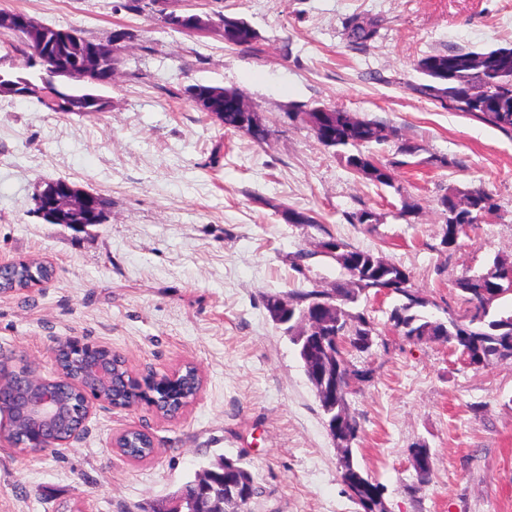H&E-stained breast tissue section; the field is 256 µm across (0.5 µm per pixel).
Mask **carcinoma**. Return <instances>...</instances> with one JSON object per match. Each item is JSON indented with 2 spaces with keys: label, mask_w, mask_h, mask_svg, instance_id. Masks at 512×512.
Returning a JSON list of instances; mask_svg holds the SVG:
<instances>
[{
  "label": "carcinoma",
  "mask_w": 512,
  "mask_h": 512,
  "mask_svg": "<svg viewBox=\"0 0 512 512\" xmlns=\"http://www.w3.org/2000/svg\"><path fill=\"white\" fill-rule=\"evenodd\" d=\"M152 2L120 0L114 5V10L150 13L153 11ZM42 31L46 34L43 40L18 34L23 66L35 69L25 76L30 86L29 97L54 112L88 117L101 114V108L93 100H106L100 94V87L112 83L114 58L105 60L97 81L91 83L82 76L85 52L98 47V44L83 37L78 42L65 39L72 33L67 28L44 26ZM374 34L372 24L354 20L348 27L347 37L350 42L364 46ZM416 69L428 77V82L419 87L421 93L450 111L493 126L506 135L512 134V46L482 52L460 49L428 55L417 61ZM59 70L69 74L68 96L60 101L43 99L38 93L43 78ZM219 120L225 129L243 131L257 142L264 141L268 135L262 122L247 121L242 112L224 111ZM325 120L336 135L333 153L343 157L352 172L361 174L376 185L393 186L387 166L376 161L366 148L396 138L394 127L359 119L339 108L331 109ZM489 204L495 205L492 196L484 188L476 187L469 191L466 207L459 210V216L471 217V224L475 225ZM322 247L342 270V278L336 281V285L268 294L265 307L269 310L276 304L285 306L281 325L295 346L315 392H320L323 384L336 388V401L329 404L319 399L326 418L343 414L346 427L360 431V422L350 411L349 379H361L364 374L354 369L350 360L340 359L336 335L348 340L345 355L365 352L362 337L374 335L375 328L373 321L360 310L359 302L372 294L394 297L395 305L390 311L389 321L396 331L414 343L439 340L460 348L476 370L512 362V310L493 305L496 300L512 296L511 261L496 259L483 272L462 273L454 288L467 305L466 313L459 316L446 310L444 316L438 317L431 311L435 303L412 286L409 273L400 265L334 237L322 242ZM29 283V268L22 265L0 281V289L20 291L28 288ZM114 375L119 383L125 382L129 388L123 399L136 401V385L129 379L127 370L116 366ZM201 383L195 368L185 366L176 382L171 384L163 380L159 385L166 387V395L178 397L191 393ZM55 389L59 405L56 425L59 435L65 437L79 428L80 420L71 414V410L80 402L81 394L64 384L55 385ZM331 437L335 447L342 450L347 468V472L340 473L342 483H347L353 476H364L354 448L344 443L342 432H333ZM122 451L134 461H143L152 457L156 448L146 434L130 431L123 439ZM383 491L380 483L370 477L356 493L355 504L361 512H381L384 509ZM229 493H238L251 501L259 494V489L252 474L239 461L221 458L186 482L181 487L178 501L201 502L204 512H224L229 504L226 499Z\"/></svg>",
  "instance_id": "cac0c4a2"
}]
</instances>
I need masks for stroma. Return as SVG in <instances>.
Wrapping results in <instances>:
<instances>
[{"label":"stroma","instance_id":"obj_1","mask_svg":"<svg viewBox=\"0 0 512 512\" xmlns=\"http://www.w3.org/2000/svg\"><path fill=\"white\" fill-rule=\"evenodd\" d=\"M117 0H0L96 43L114 31L118 68L95 117L0 96V260L39 255L41 286L0 293V358L55 372L51 349L77 338L122 355L139 376L196 365L199 400L175 421L148 407L94 404L85 430L59 448L0 446V512H159L203 466L242 460L259 488L248 512H358L296 352L264 297L329 288L340 268L329 237L401 265L414 288L460 310L464 271L512 261V136L417 93L422 57L512 45V0H172L179 12L232 15L258 34L231 47L219 32L170 31L159 15L114 11ZM372 22L366 47L347 39ZM240 92L269 130L265 142L225 130L186 90ZM339 107L396 127L420 148L374 147L394 184L350 171L291 112ZM447 165H439V158ZM64 179L109 202L104 223L49 224L35 196ZM488 190L499 210L447 248L448 191ZM311 216L289 224L285 210ZM366 209L372 224H352ZM393 298L360 303L376 328L353 356L367 371L349 396L360 466L389 512H512V363L469 366L448 344H415L389 322ZM137 427L155 441L135 462L116 438ZM426 443L434 472L419 480L411 449Z\"/></svg>","mask_w":512,"mask_h":512}]
</instances>
